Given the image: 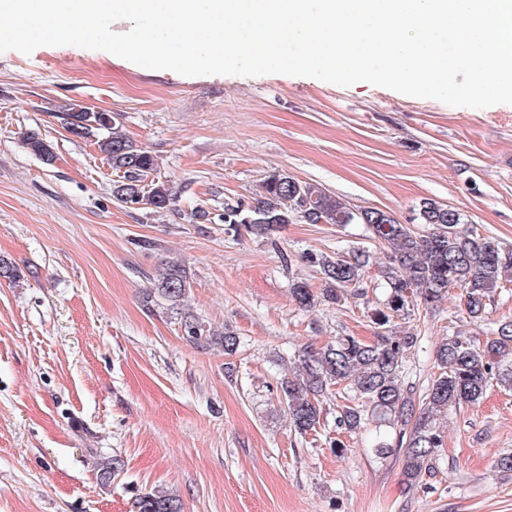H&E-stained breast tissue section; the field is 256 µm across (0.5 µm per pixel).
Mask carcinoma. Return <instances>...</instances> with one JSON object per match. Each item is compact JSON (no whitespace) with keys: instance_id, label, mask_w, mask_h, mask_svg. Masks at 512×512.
Wrapping results in <instances>:
<instances>
[{"instance_id":"obj_1","label":"carcinoma","mask_w":512,"mask_h":512,"mask_svg":"<svg viewBox=\"0 0 512 512\" xmlns=\"http://www.w3.org/2000/svg\"><path fill=\"white\" fill-rule=\"evenodd\" d=\"M67 129L80 138H96L112 169L120 173L113 189L116 199L155 210L170 205L169 188L151 179L156 158L123 133L117 118L103 122L79 107L68 113ZM22 145L47 164L54 159L53 145L37 131L25 133ZM298 218L310 224L366 225L384 247L377 276L387 292L370 315L378 329L376 340L341 335L320 347L309 345L299 355L294 376L281 384L290 422L301 434L317 430L323 412L320 398L331 386L349 389L368 402L373 420L398 429L395 438H381L374 451L380 455L402 452V475L414 485L431 468L436 448L441 446L438 417L448 414L451 406L479 403L495 383L512 386V320L501 324L497 336L483 346L459 335L443 339L435 351L438 377L417 398L402 375L406 355L421 341L420 332L394 334L395 319L409 317L421 306H434L453 288L462 290L461 300L469 315L479 316L497 289L512 286V246L480 233L474 225L461 228V213L431 200L419 210L420 223L428 226L427 233L420 234L383 210H355L322 187L279 171L264 178L254 203L224 207L228 230L237 232L243 227L262 239L271 238ZM303 259L322 275L324 288L318 294L305 280H293L290 293L298 307L312 309L323 302L337 305L350 294H367L373 266L367 251L339 250L330 255L312 251ZM189 288L186 269L172 262L156 275L146 302L158 296L177 310L184 306ZM180 323L183 337L198 348L218 346L232 353L239 345V338L230 332L221 336L206 332L193 315L181 316ZM336 420L337 426L355 431L365 417L362 409L347 407ZM96 469L106 486L121 469L120 459L100 454ZM135 504L136 512H183L179 495L167 488L140 493Z\"/></svg>"}]
</instances>
